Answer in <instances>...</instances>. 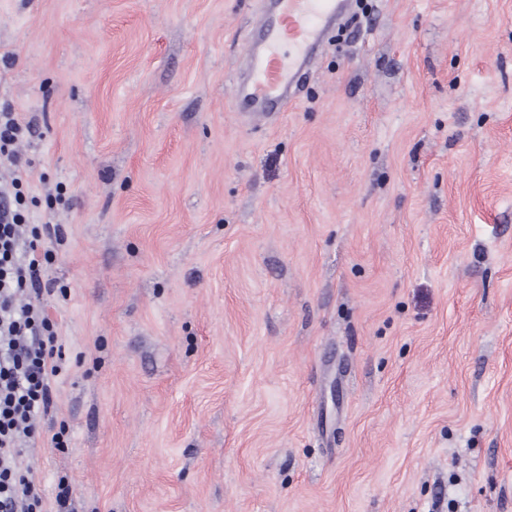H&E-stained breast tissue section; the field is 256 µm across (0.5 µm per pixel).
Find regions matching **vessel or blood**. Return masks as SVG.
<instances>
[{"instance_id":"obj_1","label":"vessel or blood","mask_w":512,"mask_h":512,"mask_svg":"<svg viewBox=\"0 0 512 512\" xmlns=\"http://www.w3.org/2000/svg\"><path fill=\"white\" fill-rule=\"evenodd\" d=\"M351 0H269L261 8L249 82L238 99L256 115L284 110L290 91L319 51L324 35L350 8ZM290 53H282V46Z\"/></svg>"}]
</instances>
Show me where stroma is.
<instances>
[{
	"label": "stroma",
	"instance_id": "35a3bbf8",
	"mask_svg": "<svg viewBox=\"0 0 512 512\" xmlns=\"http://www.w3.org/2000/svg\"><path fill=\"white\" fill-rule=\"evenodd\" d=\"M260 9L0 0L47 512H512V0H361L266 118Z\"/></svg>",
	"mask_w": 512,
	"mask_h": 512
}]
</instances>
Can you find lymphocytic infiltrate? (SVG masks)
<instances>
[{"label": "lymphocytic infiltrate", "instance_id": "lymphocytic-infiltrate-1", "mask_svg": "<svg viewBox=\"0 0 512 512\" xmlns=\"http://www.w3.org/2000/svg\"><path fill=\"white\" fill-rule=\"evenodd\" d=\"M31 131L11 105L0 107V159L14 166L9 183L0 184V512H44L34 472L21 462V445L35 439L38 419L54 406L52 379L61 354L40 304L49 255L37 240L20 242L28 216L16 146Z\"/></svg>", "mask_w": 512, "mask_h": 512}]
</instances>
